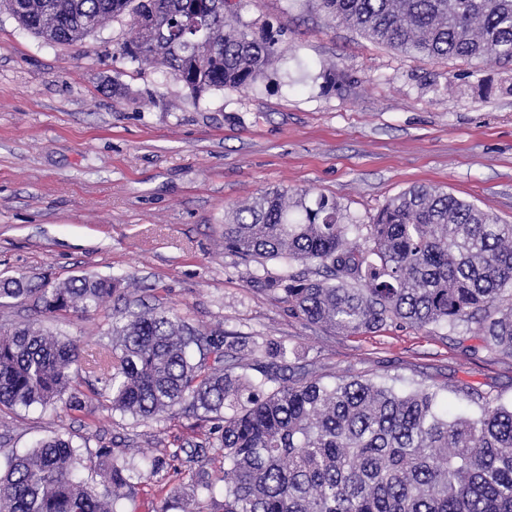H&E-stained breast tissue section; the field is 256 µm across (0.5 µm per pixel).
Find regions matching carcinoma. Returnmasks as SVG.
<instances>
[{
	"mask_svg": "<svg viewBox=\"0 0 512 512\" xmlns=\"http://www.w3.org/2000/svg\"><path fill=\"white\" fill-rule=\"evenodd\" d=\"M324 16L410 57L512 61V0H318ZM35 37L72 45L129 16L119 55L158 62L198 100L257 86L280 39L228 19L232 0H0ZM197 8L210 36L188 46L178 24ZM224 248L245 262L325 269L261 281L288 310L342 334L392 325L475 323L485 348L512 353V224L441 188L414 185L371 224H347L325 195L260 191L224 211ZM31 299L56 318L112 307V346L88 360L111 408L157 420L177 406L215 421L208 447L224 453L222 486L201 478L197 512H512V406L470 397L456 413L440 391L385 380L289 379L288 349L254 350L257 376L225 363L222 331L195 327L174 308L146 304L122 282L96 276L33 286L0 280V306ZM80 354L39 322L0 323V408L54 405L77 385ZM104 486L80 477L83 459ZM141 474L110 451L60 434L0 471V512H128Z\"/></svg>",
	"mask_w": 512,
	"mask_h": 512,
	"instance_id": "1",
	"label": "carcinoma"
}]
</instances>
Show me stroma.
I'll return each mask as SVG.
<instances>
[{
    "instance_id": "35a3bbf8",
    "label": "stroma",
    "mask_w": 512,
    "mask_h": 512,
    "mask_svg": "<svg viewBox=\"0 0 512 512\" xmlns=\"http://www.w3.org/2000/svg\"><path fill=\"white\" fill-rule=\"evenodd\" d=\"M255 36L280 32L260 88L193 99L169 69L140 70L118 53L127 20L72 45L49 44L0 11V278L32 283L125 276L189 322L224 331L227 362L245 374L253 345L297 353L308 378L396 379L440 388L452 409L465 390L512 403V355L483 349L476 325H393L345 336L289 312L256 278L281 262L245 264L224 248V210L260 190H309L346 223L369 224L406 188L430 184L512 224V63L413 58L328 21L315 0H237ZM345 72L341 88L325 73ZM84 353L110 344L103 315L43 319ZM81 374L85 408L0 410V458L62 433L109 449L147 473L136 512L178 490L192 512L199 470L188 453L209 434L204 415L121 416Z\"/></svg>"
}]
</instances>
